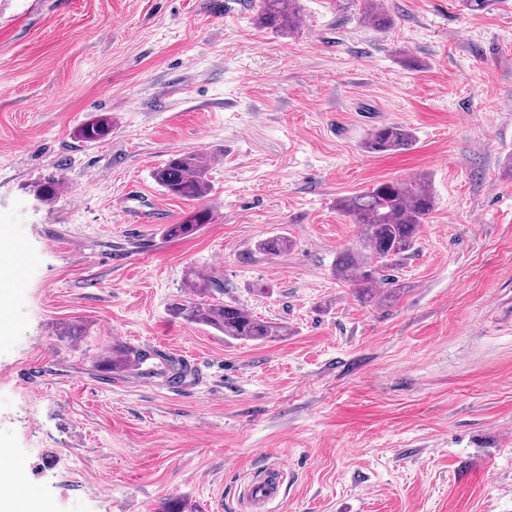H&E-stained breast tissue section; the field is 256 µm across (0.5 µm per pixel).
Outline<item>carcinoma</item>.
<instances>
[{
	"label": "carcinoma",
	"mask_w": 512,
	"mask_h": 512,
	"mask_svg": "<svg viewBox=\"0 0 512 512\" xmlns=\"http://www.w3.org/2000/svg\"><path fill=\"white\" fill-rule=\"evenodd\" d=\"M296 2L298 0H259L258 24L281 34L296 29L299 19ZM365 19L376 28L390 23L389 14L372 4L365 11ZM111 127L112 118L99 114L81 127L79 137L85 142H97L109 134ZM414 142L411 129L393 123L372 129L363 147L368 153L390 154L409 150ZM211 168L208 156L177 154L154 169L152 179L168 194L194 201L206 196ZM434 207L435 196L428 182L421 179L409 183H380L367 192L343 199L339 211L351 223L359 225L361 240L358 248L341 256L336 277L354 283L359 296L367 303H389L395 293V278L390 272L414 250L418 230ZM210 220V212L199 209L178 225V231L190 233ZM291 246L286 236H273L259 244L264 253L274 256ZM190 288L192 297L178 298L170 304L173 314L190 323L208 326L227 339L242 342L262 343L288 335L284 326H276L241 307L211 297L217 288L208 279L198 278ZM146 357L147 353L142 350L114 349L108 364L113 370L124 371Z\"/></svg>",
	"instance_id": "1"
}]
</instances>
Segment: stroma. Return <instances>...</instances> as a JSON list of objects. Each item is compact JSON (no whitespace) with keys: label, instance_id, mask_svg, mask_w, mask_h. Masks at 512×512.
<instances>
[{"label":"stroma","instance_id":"1","mask_svg":"<svg viewBox=\"0 0 512 512\" xmlns=\"http://www.w3.org/2000/svg\"><path fill=\"white\" fill-rule=\"evenodd\" d=\"M224 2L0 0V236L28 259L0 299V499L242 512L277 463L270 512H512V7L385 0L375 29L366 0H301L284 38ZM101 112L111 134L79 139ZM389 123L414 146L365 152ZM183 153L214 159L202 199L151 177ZM417 177L436 209L395 300L365 304L338 203ZM203 274L287 336L172 315ZM116 346L150 359L107 371Z\"/></svg>","mask_w":512,"mask_h":512}]
</instances>
